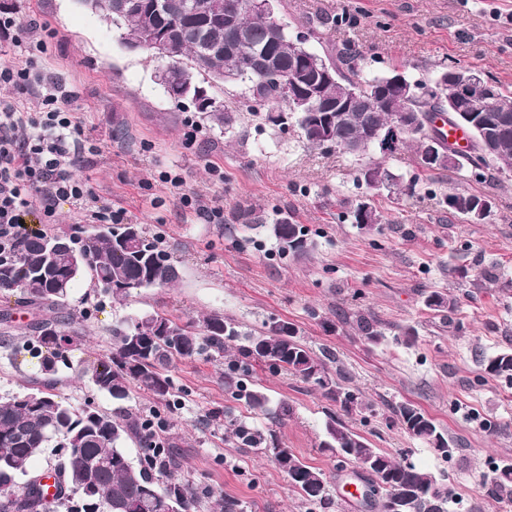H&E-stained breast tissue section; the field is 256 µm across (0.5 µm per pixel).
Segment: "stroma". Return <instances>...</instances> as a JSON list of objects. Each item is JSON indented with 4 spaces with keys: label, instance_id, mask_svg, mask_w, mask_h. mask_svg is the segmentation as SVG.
<instances>
[{
    "label": "stroma",
    "instance_id": "35a3bbf8",
    "mask_svg": "<svg viewBox=\"0 0 512 512\" xmlns=\"http://www.w3.org/2000/svg\"><path fill=\"white\" fill-rule=\"evenodd\" d=\"M0 14L16 20L0 33V56L21 57L39 33L45 82L69 95L84 137L100 146L80 172L98 206L123 210L125 223L140 225L178 272L173 286L137 290L120 303L90 278L76 281L68 299L75 333L70 365L49 379L16 346L30 336L36 316L51 317V310H13L8 329L16 346L0 348V397L48 379L64 403L115 412L81 370L111 353L113 328L131 315L187 320L217 313L258 331L290 323L315 353L331 355L332 370L371 403V411L345 416L350 428L396 458L444 473L455 512H512V496L493 488L495 465L512 459V383L486 376L477 363L479 353L512 348V174L483 183L463 170L426 177L415 153L402 152L387 165L417 178L415 191L375 197L385 220L363 230L345 208L363 194L357 157L307 147L296 123L268 124L230 93L223 99L233 126L212 128L190 103L164 94L155 79L164 59L124 50L103 15L76 0H0ZM275 16L292 35L319 30L320 40L309 43L313 50L362 51L369 74L401 65L425 80L434 65L452 64L512 88V0H278ZM169 175L181 177L180 189L166 183ZM455 190L489 194L490 216L474 223L449 214L443 199ZM183 193L226 210L287 209L315 248L279 258L264 228L229 236L198 209L183 207ZM435 291L455 300L447 321L425 305ZM360 311L382 323L379 343L358 335L353 316ZM406 327L416 331L408 346L396 340ZM171 376L175 409L136 387L125 407L164 420V437L178 450L186 479L238 500L242 512H308L268 457L225 435L217 411L230 405L240 415L244 408L224 390L222 359H178ZM253 377L273 401L293 409L285 422L259 416L256 425L272 428L284 446L325 471L332 494L327 512H363L351 493L353 471H337L320 446L332 403L283 371L258 366ZM401 401L436 420L454 449L450 459L390 420L389 405Z\"/></svg>",
    "mask_w": 512,
    "mask_h": 512
}]
</instances>
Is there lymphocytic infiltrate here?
Masks as SVG:
<instances>
[{"label": "lymphocytic infiltrate", "mask_w": 512, "mask_h": 512, "mask_svg": "<svg viewBox=\"0 0 512 512\" xmlns=\"http://www.w3.org/2000/svg\"><path fill=\"white\" fill-rule=\"evenodd\" d=\"M33 48L23 64L0 63V84H24L40 101L33 111L19 99H0V254L28 233L25 216L51 220L61 199L73 200L93 221L124 219L123 212L97 209L92 187L76 178L98 148L82 139L68 97L44 83L34 58L43 40L34 38Z\"/></svg>", "instance_id": "f902f5d3"}]
</instances>
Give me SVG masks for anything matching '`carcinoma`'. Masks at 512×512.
Instances as JSON below:
<instances>
[{
    "label": "carcinoma",
    "instance_id": "obj_1",
    "mask_svg": "<svg viewBox=\"0 0 512 512\" xmlns=\"http://www.w3.org/2000/svg\"><path fill=\"white\" fill-rule=\"evenodd\" d=\"M89 9L106 11L109 22L118 32L119 42L154 26H163L172 33L173 57L166 65L173 84L165 90L172 100L180 102V92L188 87H230L238 89V97L254 112L253 91L269 99L266 121L274 126L285 124L288 97L279 85L254 87L248 74L241 71L239 61L225 53L227 32L224 12L237 2L241 5L239 22L249 32V42L241 56L261 52L276 42L274 63L283 78H288L303 57L318 67H329L334 81L323 93L330 99L352 98V104L340 113L328 128V136L336 149L345 150V143L355 142V156L362 157L376 147L386 157L401 150H413L423 157L430 140L447 138L434 125L439 113L448 112V101L439 96L409 97L398 87H390L397 76L409 81L403 67L395 66L381 75L363 73V58L356 52L338 51L319 54L308 49L300 38L288 35L285 28L270 24L267 17L253 12L248 0H168L170 9L159 14L149 8V0H127L129 7L117 10L105 0H76ZM195 111L213 127L227 129L233 117L224 108L199 107ZM401 112H413L417 124L400 133L397 144L384 147L369 141L365 134L371 129L387 130ZM493 123L491 131L506 140L496 156L486 160L473 172L477 179L485 171L512 173V90L491 79L483 89L481 111L470 124L477 138H482L481 121ZM471 155H459L440 165H425L426 171L461 169L470 163ZM358 180L365 187L370 181L387 183L390 194L402 192L404 178L383 162L368 159L362 162ZM492 201L486 194L454 191L444 197L454 215L470 216L474 206ZM352 223L372 228L382 223V212L373 199H358L350 204ZM241 224H258L266 228L283 257L305 256L314 248L303 225L295 223L284 210L262 216L252 210L236 207L224 219V229L234 235ZM71 247L52 250L50 241L58 234L30 233L16 243L12 252L0 256V300L15 297V304L33 308L63 309L71 286L83 276L91 280L113 299L121 301L136 289L161 288L177 278L168 255L146 238L140 225H88L70 235ZM453 298L434 292L426 306L448 322ZM358 332L370 343L384 337L381 323L371 314L356 315ZM116 338L112 354L84 370L95 387L115 402L130 397L131 385L149 392L169 407L177 403L169 368L176 359H192L204 352L223 357L224 388L231 398L243 403L258 415L275 423L290 417L292 408L281 401L270 407V398L263 387L251 380L255 365L269 366L277 371L313 385L324 398L339 405L348 414L370 409L360 390L348 385L341 374L331 375L324 358L297 337L290 324L270 327L266 331L249 330L235 320L211 314L201 320L170 319L157 313H145L123 319L113 330ZM73 334L63 315L45 318L34 325L33 336L21 349L38 359L41 371L53 376L59 366L68 364ZM481 370L489 376L512 383V349L499 351L479 359ZM393 422L416 439L439 451L444 457L453 453L445 433L420 408L409 402L390 405ZM224 428L230 437L248 448H261L288 478L292 490L312 509H322L331 501L326 474L308 465L291 449L284 448L275 434L264 432L248 420L224 415ZM134 441L144 445L139 466L132 465L124 444ZM320 447L336 456V468L347 465L365 471L364 481L370 496L365 505L377 512H391L392 505L402 503V512H450L451 493L445 475L425 469L407 460L374 447L364 436L352 430L335 414L327 415L324 439ZM55 492L35 480L32 470L36 456L57 449ZM182 464L176 449L163 442L157 446L148 429V418L124 408L109 414L74 407L54 398L51 387L46 390L19 393L0 398V512H197L202 500L208 499L215 512H242L234 499L189 482L181 474ZM495 490L512 495V460L495 466Z\"/></svg>",
    "mask_w": 512,
    "mask_h": 512
}]
</instances>
